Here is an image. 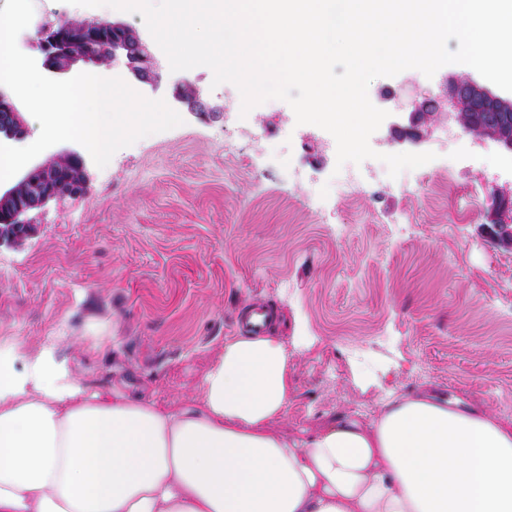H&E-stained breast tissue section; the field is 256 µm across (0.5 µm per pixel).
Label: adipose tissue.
Masks as SVG:
<instances>
[{"label": "adipose tissue", "mask_w": 512, "mask_h": 512, "mask_svg": "<svg viewBox=\"0 0 512 512\" xmlns=\"http://www.w3.org/2000/svg\"><path fill=\"white\" fill-rule=\"evenodd\" d=\"M53 336H0V512H512V419L386 396L301 436L276 336H239L177 403L88 389Z\"/></svg>", "instance_id": "1"}]
</instances>
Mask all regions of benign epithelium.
<instances>
[{"instance_id":"obj_1","label":"benign epithelium","mask_w":512,"mask_h":512,"mask_svg":"<svg viewBox=\"0 0 512 512\" xmlns=\"http://www.w3.org/2000/svg\"><path fill=\"white\" fill-rule=\"evenodd\" d=\"M102 26L112 29L114 39L107 60L121 57L132 76L140 83L154 85L159 79V61L151 46L140 34L119 21L92 19L77 25L72 36L80 38ZM41 68L51 74H67L82 65L100 59L91 52H70L62 44L56 25H46L40 31L38 41ZM175 98L197 114L211 111L198 96L186 94L177 86ZM437 109L448 112V119L481 142L494 143L512 154V94H498L472 78L452 77L447 80L443 99L435 102ZM408 125L398 121L390 123V130L401 143L419 144L424 139L421 130L426 124L427 99H415L410 104ZM27 134V126L11 93L0 89V139L21 141ZM81 185L68 180L59 181L49 161L26 166L19 178L11 185L0 186V244L8 242L22 245L30 236L33 225L22 220L26 213L42 207L49 200L63 195H77ZM493 209L499 219L494 221L499 235L495 240L512 243V191L496 190L493 193Z\"/></svg>"}]
</instances>
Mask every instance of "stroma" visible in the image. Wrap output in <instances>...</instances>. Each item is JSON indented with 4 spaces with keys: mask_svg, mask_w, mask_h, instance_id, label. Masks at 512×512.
<instances>
[{
    "mask_svg": "<svg viewBox=\"0 0 512 512\" xmlns=\"http://www.w3.org/2000/svg\"><path fill=\"white\" fill-rule=\"evenodd\" d=\"M93 18L148 33L138 15L34 0L18 47L39 58L43 24ZM85 69L164 99L183 122L103 168L75 142L44 150L79 153L83 190L28 213L24 245L0 244V333L31 351L60 330L109 337L100 351L61 347L90 389L180 401L235 337L237 315L263 305L278 313L269 330L288 351L292 388L274 431H313L339 412L362 420L389 393L423 389L512 418V245L488 233L511 155L437 115L421 146L435 160L393 178L378 156L401 147L383 125L348 189L333 136L297 124L284 101L241 114L238 89L213 85L203 66L162 68L154 87L120 64ZM454 74L378 77L368 96L390 112L439 95ZM181 82L209 113L175 102Z\"/></svg>",
    "mask_w": 512,
    "mask_h": 512,
    "instance_id": "stroma-1",
    "label": "stroma"
}]
</instances>
